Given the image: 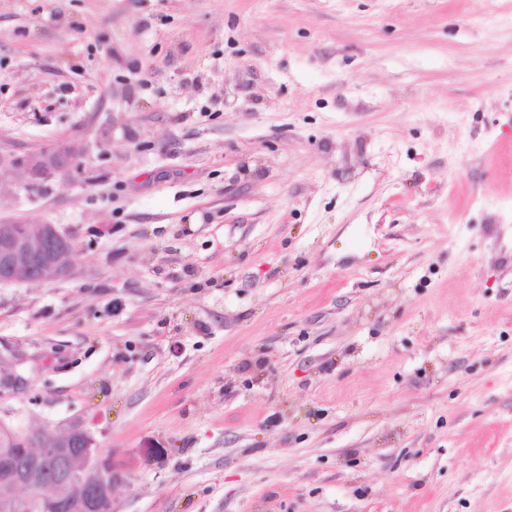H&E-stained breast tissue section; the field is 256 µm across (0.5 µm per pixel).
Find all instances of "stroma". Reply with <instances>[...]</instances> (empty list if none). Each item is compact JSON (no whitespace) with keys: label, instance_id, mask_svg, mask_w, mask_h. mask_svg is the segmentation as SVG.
Wrapping results in <instances>:
<instances>
[{"label":"stroma","instance_id":"stroma-1","mask_svg":"<svg viewBox=\"0 0 512 512\" xmlns=\"http://www.w3.org/2000/svg\"><path fill=\"white\" fill-rule=\"evenodd\" d=\"M0 415L112 512H512V0H0ZM71 161L72 151L64 144L39 150L24 157L0 153V196L5 188L17 185L16 176L20 172L26 178L22 187L29 188L65 173ZM73 249L72 235L57 224L0 223V285L70 277Z\"/></svg>","mask_w":512,"mask_h":512}]
</instances>
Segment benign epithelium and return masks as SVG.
<instances>
[{
  "mask_svg": "<svg viewBox=\"0 0 512 512\" xmlns=\"http://www.w3.org/2000/svg\"><path fill=\"white\" fill-rule=\"evenodd\" d=\"M72 151L64 144L24 157L0 153V192L16 185L29 188L67 171ZM70 232L57 224L0 223V285L38 286L73 274ZM25 452L0 469V512H48L66 505L69 512H112V464L102 461L91 431L75 422L47 437L42 429L27 433ZM98 470L99 479L78 474Z\"/></svg>",
  "mask_w": 512,
  "mask_h": 512,
  "instance_id": "benign-epithelium-1",
  "label": "benign epithelium"
}]
</instances>
